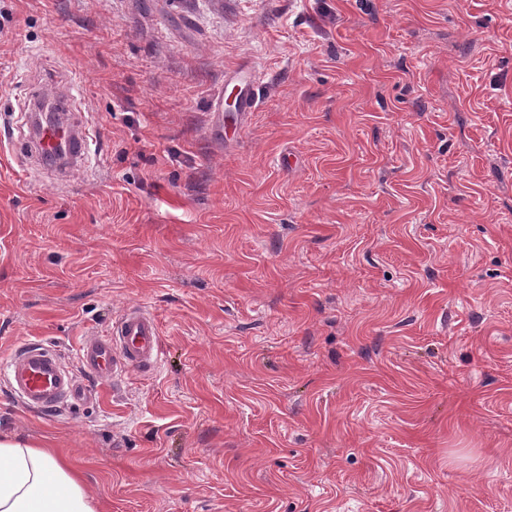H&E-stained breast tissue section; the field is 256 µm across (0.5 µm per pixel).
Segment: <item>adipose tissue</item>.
I'll return each instance as SVG.
<instances>
[{"label":"adipose tissue","instance_id":"obj_1","mask_svg":"<svg viewBox=\"0 0 512 512\" xmlns=\"http://www.w3.org/2000/svg\"><path fill=\"white\" fill-rule=\"evenodd\" d=\"M0 512H96L64 458L40 444L0 436Z\"/></svg>","mask_w":512,"mask_h":512}]
</instances>
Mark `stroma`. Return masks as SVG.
<instances>
[{
    "mask_svg": "<svg viewBox=\"0 0 512 512\" xmlns=\"http://www.w3.org/2000/svg\"><path fill=\"white\" fill-rule=\"evenodd\" d=\"M77 74L61 178L22 106ZM130 306L155 370L0 378L99 512H512V0H0V362ZM248 74V73H247ZM236 78V82L239 86V102L241 107V112H255L258 107L259 97L256 94V89L258 85L256 82L251 80L250 74H248V82L242 80L241 77H233ZM244 85V86H243ZM10 390L28 409L45 412L65 400H77L81 391L49 343L20 346L7 358Z\"/></svg>",
    "mask_w": 512,
    "mask_h": 512,
    "instance_id": "stroma-1",
    "label": "stroma"
}]
</instances>
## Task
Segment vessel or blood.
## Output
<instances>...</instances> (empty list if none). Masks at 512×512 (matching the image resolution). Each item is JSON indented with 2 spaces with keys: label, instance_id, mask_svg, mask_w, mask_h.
<instances>
[{
  "label": "vessel or blood",
  "instance_id": "obj_1",
  "mask_svg": "<svg viewBox=\"0 0 512 512\" xmlns=\"http://www.w3.org/2000/svg\"><path fill=\"white\" fill-rule=\"evenodd\" d=\"M67 105V100L39 93L24 103L31 151L42 166L63 171L85 166L91 140L87 124L67 113ZM77 358L84 369L105 381L154 369L160 359L158 325L144 311L129 309L107 335L82 342ZM6 368L10 389L26 408L45 412L81 396L73 375L48 343L20 346L8 357Z\"/></svg>",
  "mask_w": 512,
  "mask_h": 512
}]
</instances>
